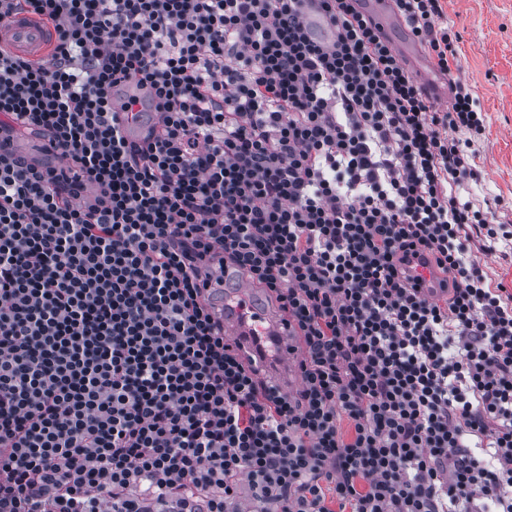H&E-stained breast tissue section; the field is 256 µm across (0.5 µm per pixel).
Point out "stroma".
I'll return each instance as SVG.
<instances>
[{
  "mask_svg": "<svg viewBox=\"0 0 512 512\" xmlns=\"http://www.w3.org/2000/svg\"><path fill=\"white\" fill-rule=\"evenodd\" d=\"M461 76L479 98L486 129L476 144L477 199L512 207V0H446Z\"/></svg>",
  "mask_w": 512,
  "mask_h": 512,
  "instance_id": "stroma-1",
  "label": "stroma"
}]
</instances>
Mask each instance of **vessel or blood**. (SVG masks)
Returning <instances> with one entry per match:
<instances>
[{"instance_id":"vessel-or-blood-1","label":"vessel or blood","mask_w":512,"mask_h":512,"mask_svg":"<svg viewBox=\"0 0 512 512\" xmlns=\"http://www.w3.org/2000/svg\"><path fill=\"white\" fill-rule=\"evenodd\" d=\"M359 9L372 16L385 36L391 53L414 76L423 93L439 108L453 102L449 80L440 77L393 0H361ZM55 34L51 26L29 14H20L0 25V49L26 55L34 61L46 59L53 51ZM126 136L142 140L150 129H160L162 115L149 112L137 120L122 119ZM207 294L224 327V335L238 344L289 389L297 379L288 349L293 340L275 304L263 301L255 285L245 276L224 269L216 271Z\"/></svg>"}]
</instances>
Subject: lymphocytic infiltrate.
Returning <instances> with one entry per match:
<instances>
[{
  "label": "lymphocytic infiltrate",
  "mask_w": 512,
  "mask_h": 512,
  "mask_svg": "<svg viewBox=\"0 0 512 512\" xmlns=\"http://www.w3.org/2000/svg\"><path fill=\"white\" fill-rule=\"evenodd\" d=\"M315 2L332 46L305 0H0L56 34L0 50V512H512V292L482 264L512 218L472 193L458 36L395 0L443 111L359 0ZM121 99L162 128L128 141ZM226 264L277 302L295 389L225 338Z\"/></svg>",
  "instance_id": "lymphocytic-infiltrate-1"
}]
</instances>
